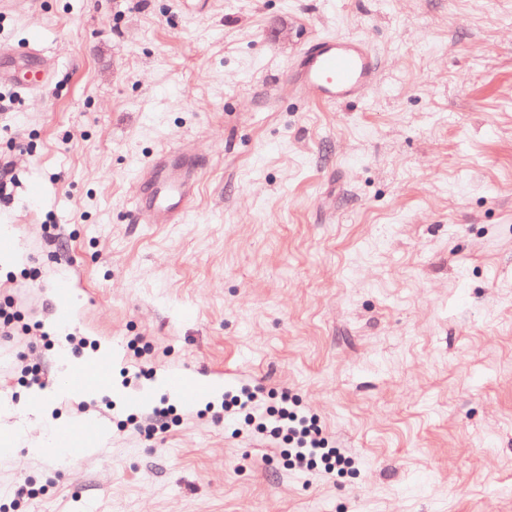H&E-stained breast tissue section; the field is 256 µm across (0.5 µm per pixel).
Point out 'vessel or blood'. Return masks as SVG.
<instances>
[{
	"label": "vessel or blood",
	"mask_w": 512,
	"mask_h": 512,
	"mask_svg": "<svg viewBox=\"0 0 512 512\" xmlns=\"http://www.w3.org/2000/svg\"><path fill=\"white\" fill-rule=\"evenodd\" d=\"M21 62L14 50L0 48V84L28 93L52 78L37 46ZM380 65L368 41L337 34L307 43L284 82L295 98L307 103L335 106L365 99L379 82ZM204 159L170 146L159 150L139 171L140 188L132 217L137 224H177L191 209L193 192L202 176Z\"/></svg>",
	"instance_id": "b4317fda"
}]
</instances>
